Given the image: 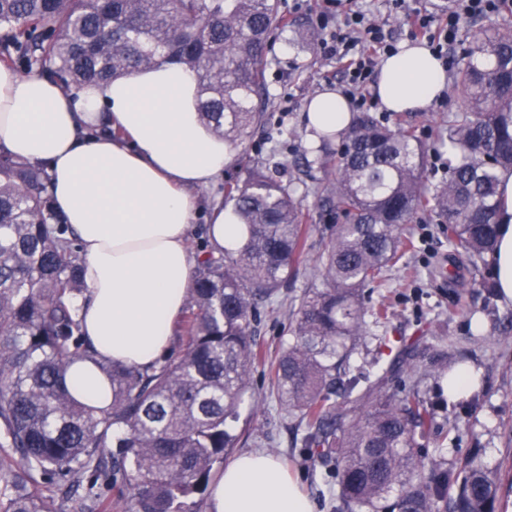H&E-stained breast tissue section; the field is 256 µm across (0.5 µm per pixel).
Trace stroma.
<instances>
[{"instance_id": "obj_1", "label": "stroma", "mask_w": 512, "mask_h": 512, "mask_svg": "<svg viewBox=\"0 0 512 512\" xmlns=\"http://www.w3.org/2000/svg\"><path fill=\"white\" fill-rule=\"evenodd\" d=\"M265 77L269 97L265 124L255 132L248 156H234L226 167L225 182L243 180L257 162L276 176H301V162L310 147L303 108L315 93L341 88L344 80L339 62L324 57L320 49L291 44L284 36L268 54ZM464 109L462 98L450 85L442 102L433 103L426 111L404 117L383 111L379 117L390 126L407 119L422 139L433 142ZM299 195L316 228L295 283L282 289L273 301L258 305L257 338L271 354L292 336L291 298L316 274L322 230L331 222L314 188H301ZM403 235L409 245L402 258L387 270L383 287L370 292L371 304L384 300L392 307L377 335L386 337L392 348L417 349L424 365L436 360L446 346H453L455 364L469 363L483 372L475 397L455 411L442 406L448 393L437 373L417 377L421 394L435 406L425 461L451 464L469 449L479 448L481 462L499 477L500 512H512V305L475 286L464 257L449 249L435 219L418 216L405 225ZM252 390L256 410L249 418L246 449H264L279 456L299 477L314 512H332L330 494L338 489L333 466L312 462L296 448V430L277 402L267 367L256 368Z\"/></svg>"}]
</instances>
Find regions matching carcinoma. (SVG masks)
Masks as SVG:
<instances>
[{
    "instance_id": "carcinoma-1",
    "label": "carcinoma",
    "mask_w": 512,
    "mask_h": 512,
    "mask_svg": "<svg viewBox=\"0 0 512 512\" xmlns=\"http://www.w3.org/2000/svg\"><path fill=\"white\" fill-rule=\"evenodd\" d=\"M315 44L317 31L288 20L278 0H0V62L52 79L68 92L162 63L194 74L204 125L245 152L264 121L270 36L288 26ZM456 85L466 108L448 125V178L432 187L427 145L405 127L355 112L337 156L321 148L320 202L344 217L328 227L319 277L292 300V336L271 364L274 387L313 461H335L333 512H498L495 471L469 455L448 467L421 454L434 413L419 392L393 383L419 370L405 348L374 378L349 374L376 342L388 307L366 305L400 259L401 231L435 214L448 245L475 273L494 251L499 173L512 170V24L472 35ZM45 170L0 155V448L22 471L0 467V512H110L99 479L126 486L134 512H200L195 497L238 447L235 432L255 367L266 353L256 304L294 278L313 231L293 185L249 171L225 186L246 231L240 249L197 259L180 352L148 369L95 356L78 319L87 285L71 227L53 207ZM111 383L96 410L62 386L78 361ZM342 402L336 403V395ZM68 483L71 506L36 490Z\"/></svg>"
}]
</instances>
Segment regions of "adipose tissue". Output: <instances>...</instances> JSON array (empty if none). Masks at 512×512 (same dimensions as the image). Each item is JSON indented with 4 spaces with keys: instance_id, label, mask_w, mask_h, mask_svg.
I'll list each match as a JSON object with an SVG mask.
<instances>
[{
    "instance_id": "obj_1",
    "label": "adipose tissue",
    "mask_w": 512,
    "mask_h": 512,
    "mask_svg": "<svg viewBox=\"0 0 512 512\" xmlns=\"http://www.w3.org/2000/svg\"><path fill=\"white\" fill-rule=\"evenodd\" d=\"M446 88L440 59L402 42L383 58L373 84L389 112L427 110ZM192 73L161 64L67 93L52 79L0 65V153L42 166L53 204L71 224L84 257L83 332L100 358L154 365L169 351L195 261L188 251L203 205L199 189L219 183L232 154L202 123ZM310 140L335 134L352 106L334 90L305 108ZM121 139L95 132L100 118ZM503 207L493 253L497 289L512 303V170L499 175ZM206 226L214 251L236 250L244 233L233 207L215 200ZM80 402L109 403L107 382L88 363L64 381ZM208 512H312L298 478L265 451L237 455L211 486Z\"/></svg>"
}]
</instances>
